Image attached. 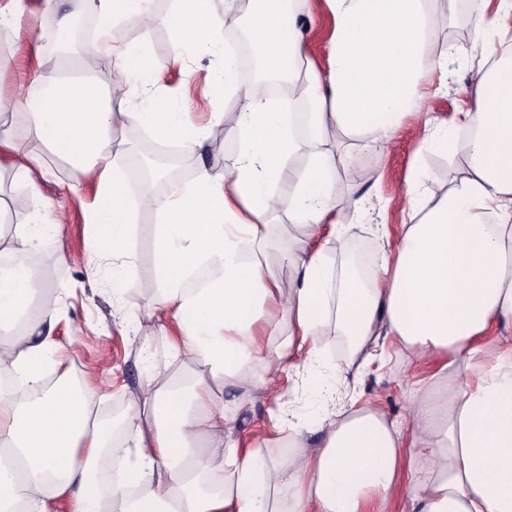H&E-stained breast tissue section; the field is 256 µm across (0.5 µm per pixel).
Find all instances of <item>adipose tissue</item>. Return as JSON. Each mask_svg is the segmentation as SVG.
I'll list each match as a JSON object with an SVG mask.
<instances>
[{
	"mask_svg": "<svg viewBox=\"0 0 512 512\" xmlns=\"http://www.w3.org/2000/svg\"><path fill=\"white\" fill-rule=\"evenodd\" d=\"M99 35L83 57H62L33 75L11 105L25 119L32 147L18 153L13 126L0 125V167L14 170L32 195L53 171L54 155L96 175L88 214L90 250L118 259L112 288L122 290L136 233L135 210L155 215L153 274L158 295L146 315L170 320L171 358L206 362L208 380L183 393L167 368L154 366L132 405L121 440L97 414L99 393L67 379L45 387L57 302L39 268L24 273L0 264V328L15 324L21 306L37 318L0 342V378L12 376L32 398L0 389V512H386L393 494L410 512H512V60L496 61L477 79L469 111L453 124L431 118L426 150L465 139L467 170L441 198L411 177L408 222L368 274L334 271L328 252L345 250L351 227L335 221V173L348 139L389 142L418 108L424 73L448 59L425 52L435 15L428 0H325L333 18L331 68L307 66L303 34L286 0H249V37L261 69L287 79L308 105L300 132L285 101L260 84L241 85L226 46L224 22L206 0H174L166 15L153 0H83ZM163 24L177 45L212 57L208 74L237 112L226 137L238 144L230 167L199 165L188 181L131 202L122 171L131 157L116 128L139 125L161 141L175 139L194 155L207 128L175 111L161 92L146 46L109 42L117 23ZM126 69L127 84L100 90L90 74L101 55ZM305 158L294 169V158ZM288 198L294 228L273 237L268 217L275 194ZM58 227L34 212L19 225L0 261L40 250ZM275 254L294 270L282 291L266 261ZM285 319L280 347L321 389L322 414L307 421L280 413L294 449L287 464L267 463L260 449L231 442L218 393L226 379L276 395L282 363L263 360L259 336L275 313ZM349 339V357L363 369L383 336L399 340L415 362L443 357L412 403L408 431L375 404L338 406L321 386L323 337ZM443 387L432 398L430 386ZM319 446L306 451L307 435ZM122 454L117 483L101 487V457ZM287 491L286 507L272 493Z\"/></svg>",
	"mask_w": 512,
	"mask_h": 512,
	"instance_id": "adipose-tissue-1",
	"label": "adipose tissue"
}]
</instances>
